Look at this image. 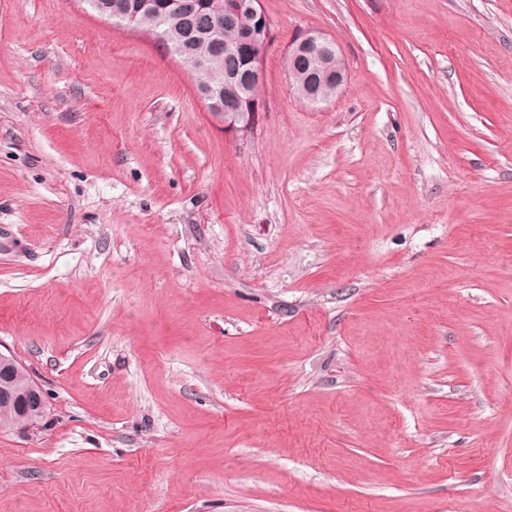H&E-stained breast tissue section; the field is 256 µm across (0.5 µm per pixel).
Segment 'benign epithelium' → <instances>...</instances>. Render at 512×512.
Returning a JSON list of instances; mask_svg holds the SVG:
<instances>
[{"mask_svg": "<svg viewBox=\"0 0 512 512\" xmlns=\"http://www.w3.org/2000/svg\"><path fill=\"white\" fill-rule=\"evenodd\" d=\"M213 11L210 16L212 25L224 23V20L246 12L252 19V26L247 34L246 43L256 41L269 42L271 39V23L263 11L260 0H227L224 4H209ZM288 70H298L301 59L306 58L316 67L310 78L303 79L302 100L315 105L319 102L315 87L317 83L330 80L336 83V92H341L348 81V73L342 63V57L335 40L315 31H307L298 35L289 45L286 52ZM257 99L248 93H234L231 103L222 108L218 116L224 121V128L238 132H247L251 124L239 122L241 113L254 109ZM21 363L14 356L0 352V403L13 405L28 411L32 408L48 406V396L42 386L35 380L30 381L26 390L21 391L11 383V376Z\"/></svg>", "mask_w": 512, "mask_h": 512, "instance_id": "benign-epithelium-1", "label": "benign epithelium"}]
</instances>
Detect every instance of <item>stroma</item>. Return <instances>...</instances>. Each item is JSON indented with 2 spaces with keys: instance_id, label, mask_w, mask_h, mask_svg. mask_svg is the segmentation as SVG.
Masks as SVG:
<instances>
[{
  "instance_id": "1",
  "label": "stroma",
  "mask_w": 512,
  "mask_h": 512,
  "mask_svg": "<svg viewBox=\"0 0 512 512\" xmlns=\"http://www.w3.org/2000/svg\"><path fill=\"white\" fill-rule=\"evenodd\" d=\"M261 6L238 133L148 34L0 0V352L50 404L0 512H512V0ZM288 58V72H299L298 64L302 58H306L312 63L336 62V67L328 65L325 67H314L309 74L310 80L303 79L301 95L305 102L316 105L319 99L331 100L339 94L348 81V73L345 65L342 63V57L335 40L328 38L322 33L307 31L298 35L289 45L286 52ZM330 80L336 84L326 81L319 86V98L315 87L318 82Z\"/></svg>"
}]
</instances>
